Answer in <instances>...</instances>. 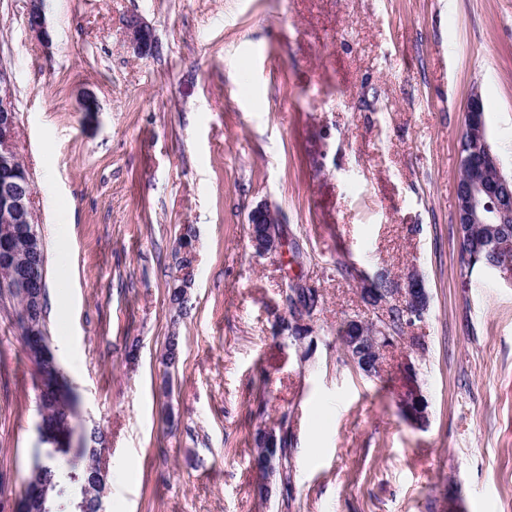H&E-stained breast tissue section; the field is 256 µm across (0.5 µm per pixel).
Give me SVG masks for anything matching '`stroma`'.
Masks as SVG:
<instances>
[{"instance_id":"obj_1","label":"stroma","mask_w":512,"mask_h":512,"mask_svg":"<svg viewBox=\"0 0 512 512\" xmlns=\"http://www.w3.org/2000/svg\"><path fill=\"white\" fill-rule=\"evenodd\" d=\"M0 0L17 148L46 250L51 346L77 425L107 435L105 512H512V281L463 271L458 142L471 91L512 169V0ZM153 51L123 41L130 18ZM91 94L96 111L81 109ZM289 245L252 254L248 215ZM192 231L184 310L178 242ZM421 271L425 352L365 376L336 339L362 277ZM315 285L308 343L282 291ZM0 299V473L39 446L37 373ZM181 354L172 375L168 336ZM428 402L399 411L401 365ZM288 433L268 497L258 430ZM43 4L44 0H29L28 27L38 40L48 44L51 35L46 25ZM125 36L128 45L137 55L149 54L154 49L153 30L137 17L127 22ZM415 396L417 397V402H413L412 400H408L401 396L400 408L403 416L409 420L411 423L415 425H420L419 420L423 416L428 417V403L421 393L420 389L416 392Z\"/></svg>"}]
</instances>
